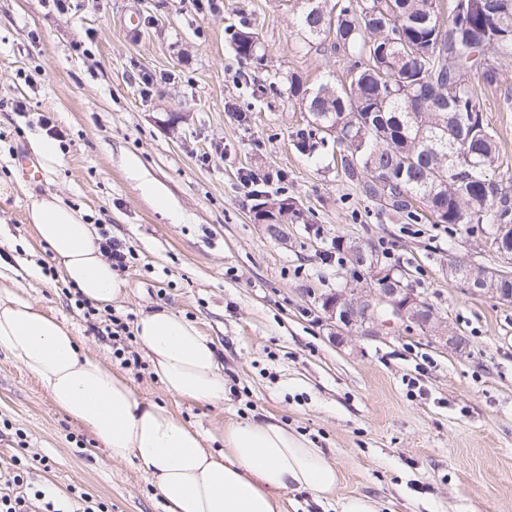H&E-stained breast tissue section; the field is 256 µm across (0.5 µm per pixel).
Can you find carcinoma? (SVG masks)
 <instances>
[{
    "label": "carcinoma",
    "instance_id": "obj_1",
    "mask_svg": "<svg viewBox=\"0 0 512 512\" xmlns=\"http://www.w3.org/2000/svg\"><path fill=\"white\" fill-rule=\"evenodd\" d=\"M297 26L306 52L333 55L351 77L354 95L345 99L341 79H325L301 88L290 76V90L302 95L304 107L313 109L311 128L296 132V147L311 148L323 127L336 128V144L344 152V174L362 185L365 196L380 204L385 193L395 197L391 210L411 220L438 214L439 223L465 226L480 232L497 250V239L512 242V176L497 179L500 151L493 129L480 119L459 134L451 113L433 107L447 99L465 113L481 114L478 87L472 75L486 51L502 60L512 59V38L481 44L460 35L457 13L460 0H452V20L444 24L439 0H368L369 13L352 7V0H301ZM469 22L495 34L512 30V10L498 15L474 13ZM401 30L409 46L407 56L383 50L391 33ZM248 26L233 34L239 58L262 60L259 44ZM458 141L459 169L448 174V141ZM424 205L418 211L406 200ZM270 206L293 224L300 218L294 203L283 198Z\"/></svg>",
    "mask_w": 512,
    "mask_h": 512
}]
</instances>
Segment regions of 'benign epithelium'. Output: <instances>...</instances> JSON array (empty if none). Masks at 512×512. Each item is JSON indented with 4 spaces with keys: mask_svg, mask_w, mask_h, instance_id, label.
<instances>
[{
    "mask_svg": "<svg viewBox=\"0 0 512 512\" xmlns=\"http://www.w3.org/2000/svg\"><path fill=\"white\" fill-rule=\"evenodd\" d=\"M254 219L266 224L267 231L283 241V225L273 224V214L265 207L254 209ZM363 256L366 273L350 282V287L336 294H325L319 298L327 319L349 332H360L375 337L379 329L395 324H412L422 332L438 340L441 347L456 353L464 352L466 341L440 319L433 305L414 289L405 285V278L383 269L372 260L368 244L358 242ZM467 264L453 261L448 272L463 276L467 287L474 292H486L502 303H512V290L505 288H482V284L462 273Z\"/></svg>",
    "mask_w": 512,
    "mask_h": 512,
    "instance_id": "obj_1",
    "label": "benign epithelium"
}]
</instances>
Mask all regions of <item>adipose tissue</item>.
Listing matches in <instances>:
<instances>
[{
    "mask_svg": "<svg viewBox=\"0 0 512 512\" xmlns=\"http://www.w3.org/2000/svg\"><path fill=\"white\" fill-rule=\"evenodd\" d=\"M66 281L83 297L110 304L119 280L83 212L58 196L27 213ZM0 269V351L32 373L55 405L91 432L114 462L145 474L164 512H287L284 495L335 498L341 473L324 451L276 419L225 422L218 449L165 405L139 399L129 383L80 347L71 330L44 312ZM150 369L173 397L218 404L225 396L216 348L198 326L168 310L136 324ZM336 512H380L375 498H335Z\"/></svg>",
    "mask_w": 512,
    "mask_h": 512,
    "instance_id": "obj_1",
    "label": "adipose tissue"
}]
</instances>
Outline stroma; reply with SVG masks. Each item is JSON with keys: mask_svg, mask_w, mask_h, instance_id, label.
Listing matches in <instances>:
<instances>
[{"mask_svg": "<svg viewBox=\"0 0 512 512\" xmlns=\"http://www.w3.org/2000/svg\"><path fill=\"white\" fill-rule=\"evenodd\" d=\"M294 0H0V263L64 322L82 346L214 439L226 420L275 417L322 448L342 473L337 497L366 494L382 512H512V305L449 277L448 261L501 266L464 227L413 221L368 200L337 170L332 146L307 155L295 133L307 115L289 75L314 84L333 56L305 53ZM137 12L138 28L119 19ZM259 33L262 64L239 61L243 22ZM153 83L144 86L142 75ZM24 101L27 110L14 109ZM479 101L512 171V68ZM61 135L59 155L24 181L19 156ZM161 185L159 210L145 190ZM54 194L131 251L114 316L128 325L167 309L216 347L223 403L169 395L138 337L100 338L90 315L27 221ZM301 213L279 243L253 220L261 198ZM363 240L434 306L468 346L457 354L397 326L337 336L318 303L349 272L326 260L336 237ZM44 456L27 482L60 502L73 491L109 512H163L135 464L113 462L53 403L39 381L0 352V471Z\"/></svg>", "mask_w": 512, "mask_h": 512, "instance_id": "35a3bbf8", "label": "stroma"}]
</instances>
